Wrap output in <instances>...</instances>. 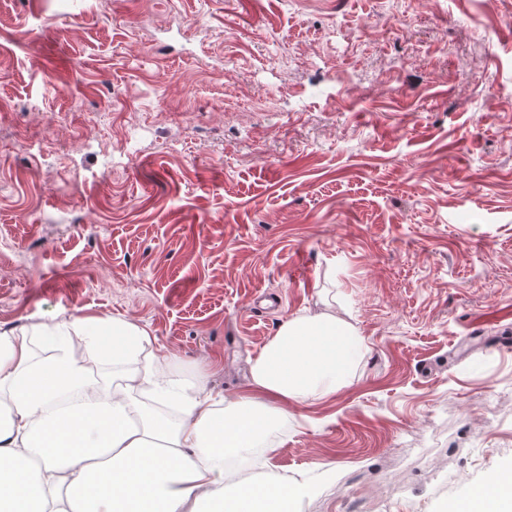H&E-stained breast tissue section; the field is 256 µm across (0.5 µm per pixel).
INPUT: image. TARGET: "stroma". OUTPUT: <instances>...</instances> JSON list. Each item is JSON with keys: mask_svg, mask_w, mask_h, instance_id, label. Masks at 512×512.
Returning <instances> with one entry per match:
<instances>
[{"mask_svg": "<svg viewBox=\"0 0 512 512\" xmlns=\"http://www.w3.org/2000/svg\"><path fill=\"white\" fill-rule=\"evenodd\" d=\"M507 15L0 0V326L40 360L42 326L132 322L138 359L74 344L93 379L204 369L218 400L284 319L349 313L352 384L291 407L257 471L306 482L300 512H444L512 470V27L485 41Z\"/></svg>", "mask_w": 512, "mask_h": 512, "instance_id": "1", "label": "stroma"}]
</instances>
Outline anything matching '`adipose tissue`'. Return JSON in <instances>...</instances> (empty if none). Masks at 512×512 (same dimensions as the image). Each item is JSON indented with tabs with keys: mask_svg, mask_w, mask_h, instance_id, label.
Returning <instances> with one entry per match:
<instances>
[{
	"mask_svg": "<svg viewBox=\"0 0 512 512\" xmlns=\"http://www.w3.org/2000/svg\"><path fill=\"white\" fill-rule=\"evenodd\" d=\"M43 336L51 354L37 361L26 335L0 329V512H292L297 481L243 478L224 462L274 431L289 406L348 387L366 349L336 313L294 314L253 362L247 394L219 411L204 372L189 397L150 363L131 384L87 376L74 340L101 357L135 359L149 337L134 324L79 319ZM144 389L177 405L179 419L145 412L136 396ZM69 394L77 404L57 408ZM448 512H512V473Z\"/></svg>",
	"mask_w": 512,
	"mask_h": 512,
	"instance_id": "obj_1",
	"label": "adipose tissue"
}]
</instances>
